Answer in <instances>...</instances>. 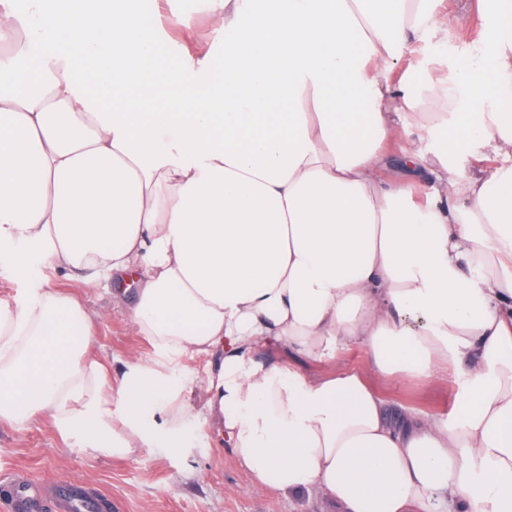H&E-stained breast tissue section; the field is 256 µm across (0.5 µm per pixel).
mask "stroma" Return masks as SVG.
Here are the masks:
<instances>
[{
  "label": "stroma",
  "instance_id": "1",
  "mask_svg": "<svg viewBox=\"0 0 512 512\" xmlns=\"http://www.w3.org/2000/svg\"><path fill=\"white\" fill-rule=\"evenodd\" d=\"M439 10L446 19V35L401 49L398 67L452 81L461 64L490 43L491 28L484 23L487 2L442 0ZM463 11L470 15L464 25L458 21ZM153 27L161 69L176 67L189 56L207 58L216 69L223 66L229 40L212 25L204 0H155ZM0 284L13 290L44 285L78 297L89 309L108 310L106 319L94 323L93 345L108 355L113 376L123 373L128 355L146 360L154 356L149 339L133 328L125 306L113 305L106 288L49 270L17 277L5 250L0 251ZM270 356L310 375L336 368L366 373L397 423L412 413L446 417L457 409L459 386L453 378L378 376L371 371L370 352L359 344L340 348L335 360L328 362H311L285 348L272 350ZM11 470L36 480L65 477L105 488L112 494L115 512H338L335 504L318 494L255 487L223 436L197 409L182 432L180 449L151 448L130 459L63 439L44 418L21 427L1 423L0 473Z\"/></svg>",
  "mask_w": 512,
  "mask_h": 512
}]
</instances>
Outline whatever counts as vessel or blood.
<instances>
[{"label":"vessel or blood","instance_id":"1","mask_svg":"<svg viewBox=\"0 0 512 512\" xmlns=\"http://www.w3.org/2000/svg\"><path fill=\"white\" fill-rule=\"evenodd\" d=\"M13 489L8 498L9 512H112L109 493L70 480L44 484L19 475L0 476V485Z\"/></svg>","mask_w":512,"mask_h":512}]
</instances>
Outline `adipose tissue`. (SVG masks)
Returning <instances> with one entry per match:
<instances>
[{"mask_svg": "<svg viewBox=\"0 0 512 512\" xmlns=\"http://www.w3.org/2000/svg\"><path fill=\"white\" fill-rule=\"evenodd\" d=\"M440 2L206 0L223 67L158 76L134 0H28L33 27L0 0V244L17 270L135 289L128 317L162 357L217 360L191 392L135 357L113 383L96 313L0 293V421L46 416L134 458L178 447L195 395L258 487L340 512H512V0H491L495 48L461 66L463 100L390 79L401 47L441 34ZM390 139L433 182L425 208L381 179ZM474 144L502 164L456 170ZM350 343L384 375L454 377L460 410L399 428L362 373L263 356Z\"/></svg>", "mask_w": 512, "mask_h": 512, "instance_id": "obj_1", "label": "adipose tissue"}]
</instances>
